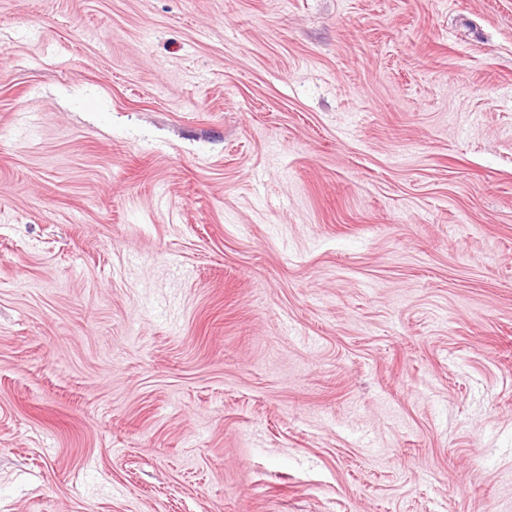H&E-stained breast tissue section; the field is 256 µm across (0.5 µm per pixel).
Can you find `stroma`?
Instances as JSON below:
<instances>
[{
    "label": "stroma",
    "instance_id": "1",
    "mask_svg": "<svg viewBox=\"0 0 512 512\" xmlns=\"http://www.w3.org/2000/svg\"><path fill=\"white\" fill-rule=\"evenodd\" d=\"M0 512H512V0H0Z\"/></svg>",
    "mask_w": 512,
    "mask_h": 512
}]
</instances>
